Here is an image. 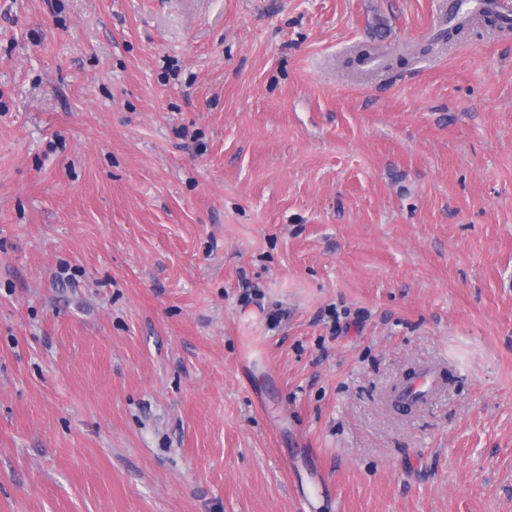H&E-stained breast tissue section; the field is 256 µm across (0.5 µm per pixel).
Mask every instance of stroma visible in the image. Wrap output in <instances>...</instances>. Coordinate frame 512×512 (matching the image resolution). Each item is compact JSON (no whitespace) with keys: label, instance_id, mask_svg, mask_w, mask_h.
I'll return each instance as SVG.
<instances>
[{"label":"stroma","instance_id":"obj_1","mask_svg":"<svg viewBox=\"0 0 512 512\" xmlns=\"http://www.w3.org/2000/svg\"><path fill=\"white\" fill-rule=\"evenodd\" d=\"M443 3L0 0V512H512V33ZM441 374L432 367H423L397 387L402 402L420 405L428 402L442 382Z\"/></svg>","mask_w":512,"mask_h":512}]
</instances>
